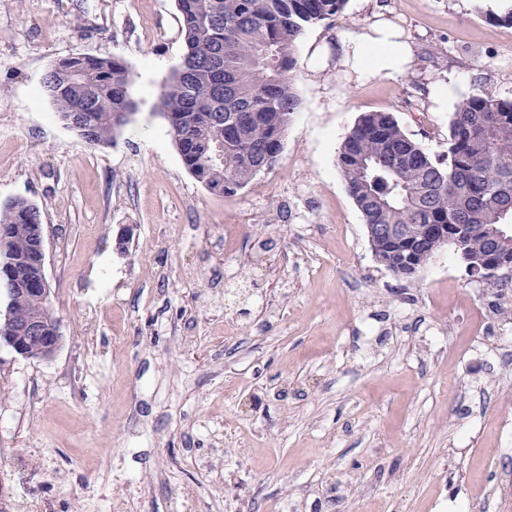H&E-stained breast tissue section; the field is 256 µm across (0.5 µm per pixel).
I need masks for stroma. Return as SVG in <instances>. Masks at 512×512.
I'll use <instances>...</instances> for the list:
<instances>
[{
	"instance_id": "obj_1",
	"label": "stroma",
	"mask_w": 512,
	"mask_h": 512,
	"mask_svg": "<svg viewBox=\"0 0 512 512\" xmlns=\"http://www.w3.org/2000/svg\"><path fill=\"white\" fill-rule=\"evenodd\" d=\"M380 20L410 61L356 79L339 45ZM184 53L175 0H0V205L41 212L64 338L49 360L0 347V503L512 512V321L453 249L410 279L380 264L336 166L372 111L441 157L440 89L512 100V26L476 0H348L295 47L302 105L275 167L231 197L188 170L158 109ZM80 54L134 76L135 113L98 147L41 92Z\"/></svg>"
}]
</instances>
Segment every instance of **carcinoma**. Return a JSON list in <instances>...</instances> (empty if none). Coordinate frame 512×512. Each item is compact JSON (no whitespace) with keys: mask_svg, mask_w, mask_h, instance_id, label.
I'll list each match as a JSON object with an SVG mask.
<instances>
[{"mask_svg":"<svg viewBox=\"0 0 512 512\" xmlns=\"http://www.w3.org/2000/svg\"><path fill=\"white\" fill-rule=\"evenodd\" d=\"M347 0H177L185 53L163 81L158 104L185 166L211 191L233 196L272 169L293 115L294 48L305 30L339 19ZM485 18L512 25V0ZM41 92L67 124L87 96V144L115 138L135 113L133 76L122 58L77 55L48 67ZM224 146L223 158L213 152ZM337 167L366 227L400 228L396 238L373 235L375 258L393 274L412 278L441 247L427 224L463 225L469 267L492 254L512 259V101L487 89L463 97L448 121V151L432 159L390 112H365L342 141ZM40 210L17 198L0 206V254L13 260L16 279L41 273L32 224ZM490 311L512 320V288H496ZM13 321L56 318L37 297L9 304Z\"/></svg>","mask_w":512,"mask_h":512,"instance_id":"1","label":"carcinoma"}]
</instances>
